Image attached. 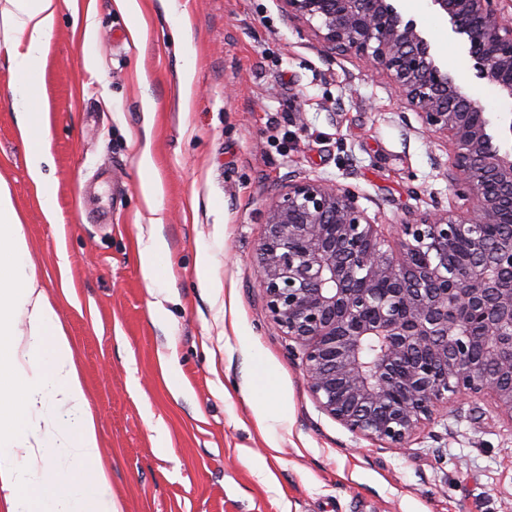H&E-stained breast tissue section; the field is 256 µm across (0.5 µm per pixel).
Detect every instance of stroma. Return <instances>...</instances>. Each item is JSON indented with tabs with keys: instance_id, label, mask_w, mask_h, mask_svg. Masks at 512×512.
<instances>
[{
	"instance_id": "stroma-1",
	"label": "stroma",
	"mask_w": 512,
	"mask_h": 512,
	"mask_svg": "<svg viewBox=\"0 0 512 512\" xmlns=\"http://www.w3.org/2000/svg\"><path fill=\"white\" fill-rule=\"evenodd\" d=\"M140 2L136 38L115 0L60 9L43 69L52 221L0 55V177L73 341L113 497L124 512H512V427L486 402L450 400L406 450L354 438L311 396L255 278L267 195L323 179L382 224L447 209L444 139L422 132L386 76L286 24L277 0ZM396 7L512 152V99L477 78L465 36L430 0ZM182 12L187 53L171 24ZM146 147L163 188L154 213L140 193ZM155 230L169 252L152 278L134 251ZM259 371L284 418L256 415Z\"/></svg>"
}]
</instances>
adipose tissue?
I'll list each match as a JSON object with an SVG mask.
<instances>
[{
    "label": "adipose tissue",
    "instance_id": "obj_1",
    "mask_svg": "<svg viewBox=\"0 0 512 512\" xmlns=\"http://www.w3.org/2000/svg\"><path fill=\"white\" fill-rule=\"evenodd\" d=\"M0 51L28 174L47 219L56 201L40 72L59 0H7ZM100 435L73 344L41 286L8 183L0 178V500L6 512H123L100 459ZM55 465L61 483L44 479Z\"/></svg>",
    "mask_w": 512,
    "mask_h": 512
}]
</instances>
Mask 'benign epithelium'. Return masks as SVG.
<instances>
[{
    "label": "benign epithelium",
    "instance_id": "benign-epithelium-1",
    "mask_svg": "<svg viewBox=\"0 0 512 512\" xmlns=\"http://www.w3.org/2000/svg\"><path fill=\"white\" fill-rule=\"evenodd\" d=\"M431 2L467 37L476 76L512 99L502 0ZM280 3L323 51L385 73L422 127L446 137L454 204L409 215L394 248L355 190L292 181L263 203L256 277L268 316L301 347L322 411L355 438L408 448L450 393L489 401L512 426V232L490 233L512 224V154L392 0Z\"/></svg>",
    "mask_w": 512,
    "mask_h": 512
}]
</instances>
